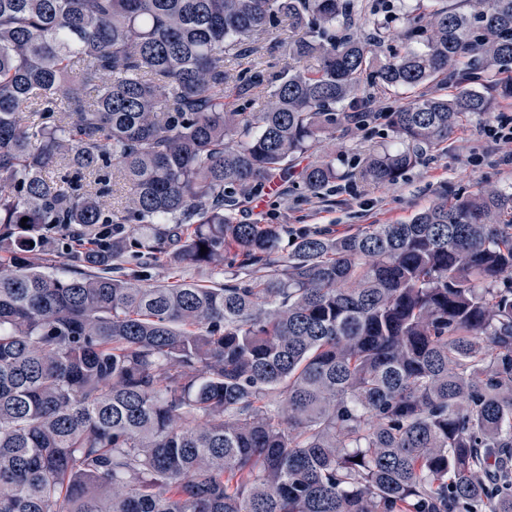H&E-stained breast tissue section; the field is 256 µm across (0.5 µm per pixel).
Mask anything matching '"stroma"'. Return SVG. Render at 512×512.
<instances>
[{
	"label": "stroma",
	"mask_w": 512,
	"mask_h": 512,
	"mask_svg": "<svg viewBox=\"0 0 512 512\" xmlns=\"http://www.w3.org/2000/svg\"><path fill=\"white\" fill-rule=\"evenodd\" d=\"M489 116L460 122L440 147L424 151L421 160L399 182L365 187L353 172L374 149H400L401 141L382 121L348 124L336 133V167L342 178L320 195L305 192L297 179L277 183L273 193L254 195L238 218L252 224H284L289 230L326 229L336 235L369 224L407 220L439 197L466 194L480 185L512 186V165L501 161L484 130Z\"/></svg>",
	"instance_id": "1"
}]
</instances>
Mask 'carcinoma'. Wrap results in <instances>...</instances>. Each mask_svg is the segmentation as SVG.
<instances>
[{"instance_id":"1","label":"carcinoma","mask_w":512,"mask_h":512,"mask_svg":"<svg viewBox=\"0 0 512 512\" xmlns=\"http://www.w3.org/2000/svg\"><path fill=\"white\" fill-rule=\"evenodd\" d=\"M468 3L418 0L395 36L422 47L381 55L361 0H0V512H512V192L285 255L233 214L375 89L459 85L376 112L406 147L364 158L373 186L493 111L489 83L512 99V0ZM285 24L280 75L227 67ZM158 261L224 282L144 284Z\"/></svg>"}]
</instances>
